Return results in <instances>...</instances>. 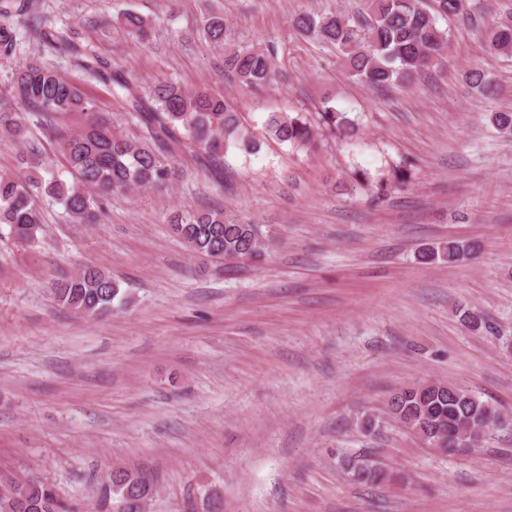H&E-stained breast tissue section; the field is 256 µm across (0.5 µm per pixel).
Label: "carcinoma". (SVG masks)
<instances>
[{"label":"carcinoma","instance_id":"obj_1","mask_svg":"<svg viewBox=\"0 0 512 512\" xmlns=\"http://www.w3.org/2000/svg\"><path fill=\"white\" fill-rule=\"evenodd\" d=\"M434 9L425 0H366V12L352 17L341 13L301 12L296 29L341 52L351 77L365 85L386 90L409 83L441 62L448 41V30L438 21L459 14L464 0H433ZM23 14L9 0H0V55L11 56L15 42L14 22ZM126 32L142 38L147 20L136 12L123 16ZM42 51L71 59L73 66L112 87L121 97L128 113L143 133V139H131L112 129L109 119L95 115L94 104L84 91L61 76L43 58L15 65L11 77V96L0 97V136L23 143L28 135L27 114L35 116L67 115L81 112L87 116L82 130L70 133L53 128L66 168L74 176L71 184L53 177L46 181L39 174L44 162L35 147L20 156L27 176L0 175V226L9 228L13 238L35 242L43 231L42 215L36 198L44 193L63 205L73 222L96 224L103 214L108 197L133 188H152L167 184L174 170L167 156L178 150L200 154V164L217 167L220 154L235 148L247 155L258 151L241 122L240 113L222 94L207 90H188L178 83L163 82L142 91L112 65L84 46L71 30L31 27ZM214 43L224 41V17L209 16L203 27ZM486 55L512 56V16L499 20L481 44ZM274 56L269 49H231L224 56V70L246 86H260L273 73ZM467 79L480 94L491 92L492 83L484 72L475 68ZM22 103L28 112H17L14 102ZM264 129L268 137L288 143L295 149L318 147L319 131L339 133L343 137L356 134V121L334 107L325 106L314 119L301 112H271ZM403 166H393L371 178L365 173L354 177L357 187L374 189L375 198L409 182ZM173 232L188 249L215 261L260 262L273 245V237L261 224L233 220L217 210L172 212L167 218ZM475 251L464 240L450 239L421 253L425 263L438 259L457 262ZM54 298L61 307L87 317H101L112 312L115 299H124L120 284L105 271L86 266L77 274L53 286ZM429 417L448 425V421L472 425L490 434L500 426L499 410L470 391L451 383L430 380L422 388H407L393 393L387 400L385 413L401 423L400 414ZM351 474L363 470L358 481L381 483L383 469L367 459L346 460ZM145 478L140 471L115 470L103 484L100 506L113 502L117 512H141L126 498L131 479ZM0 512H70L52 485L41 480L25 482L0 477Z\"/></svg>","mask_w":512,"mask_h":512}]
</instances>
